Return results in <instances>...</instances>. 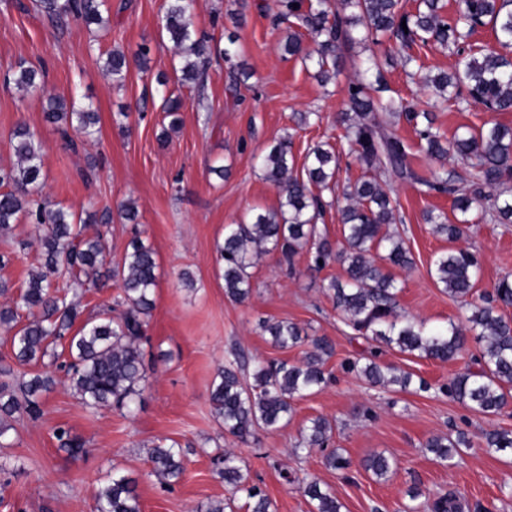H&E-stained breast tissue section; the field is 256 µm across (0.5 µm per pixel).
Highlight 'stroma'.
<instances>
[{
	"label": "stroma",
	"instance_id": "1",
	"mask_svg": "<svg viewBox=\"0 0 512 512\" xmlns=\"http://www.w3.org/2000/svg\"><path fill=\"white\" fill-rule=\"evenodd\" d=\"M164 0H107L109 25L86 27L78 19L53 26L33 0H0V78L11 65L26 61L47 72L48 93L77 97L93 104L100 132L79 151L66 150L45 120L43 98L0 82V167L15 164L10 135L17 125L35 131L43 142V190L51 202L82 213L107 215L100 229L108 262L120 263L133 236L152 244L158 264L154 308L140 344L146 381L139 409L127 415L112 408L86 409L70 390L62 371L43 359L17 364L9 338L0 333V366L10 365V385L36 372L53 374L56 385L43 399V413L33 419L16 414L9 446L0 447V512H94L101 484L113 471L138 481L142 512H195L201 503L226 498L215 475V459L234 450L251 481L272 500L275 512H309L293 475L318 477L330 486L343 512H410L408 491L429 496L454 490L469 512H512V458L483 448L484 430H512V404L498 415L476 413L441 391L456 374L471 366L470 356L448 363L419 358L388 348L384 362L425 380L429 391L383 388L346 371L344 362L359 357L364 338L347 327L327 290L331 278L345 275L342 264L311 268L306 253L284 264L278 253L258 257L251 268L252 294L245 303L224 294L217 246L224 228L247 221L279 205V192L256 164L259 154L283 136H291L296 164L309 147L337 145L338 119L347 108V85L357 74L359 48L343 47L341 74L322 85L312 67L284 57L285 27L275 25L274 0H196L199 29L226 41L235 35L237 58L250 77L229 95L224 62H212L206 86L194 92L174 79L178 58L162 32ZM150 49V69L130 67L122 90H115L102 64L109 52ZM169 77V92L183 99L182 123L175 132L162 110L156 88L158 73ZM126 112L117 124L118 112ZM319 113L318 124L301 128L297 116ZM435 125L446 137L459 127L498 121L512 126V112H491L478 103L465 110L436 106ZM224 175H217V168ZM358 162L341 168L334 191H323L326 203L319 228L332 245L342 240L338 209L345 186L360 177ZM398 201L394 231L412 252L411 269L392 268L398 281L399 315L430 325L468 313L437 284L430 269L436 254L449 248L423 221L434 208L455 218L448 195H422L411 181L391 178ZM132 202L136 222L122 220L120 203ZM37 225L20 221L11 237L0 236V253L11 262L0 276L20 290L41 267ZM460 247L481 260L477 292L492 291L512 276V224L490 220L467 224ZM263 319L296 323L304 333L333 340L327 361L328 386L294 403L288 423L278 430L257 431L247 442L225 438L209 404V386L230 351L239 348L252 359L296 361L303 347H275L258 323ZM334 421L332 447L353 463L344 475L327 469L320 450L293 455L303 427L312 418ZM80 438L84 448L71 454L60 448L58 430ZM466 433L472 442L452 462L439 463L425 448L435 435ZM179 443L185 474L165 487L152 475L149 447L162 440ZM384 453L393 462L385 479L364 470L369 455Z\"/></svg>",
	"mask_w": 512,
	"mask_h": 512
}]
</instances>
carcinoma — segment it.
<instances>
[{
    "label": "carcinoma",
    "instance_id": "obj_1",
    "mask_svg": "<svg viewBox=\"0 0 512 512\" xmlns=\"http://www.w3.org/2000/svg\"><path fill=\"white\" fill-rule=\"evenodd\" d=\"M277 21L288 24L282 43L284 55L299 57L316 68L322 83L339 74L337 52L343 45H360L369 55L359 64V77L348 86V109L344 134L348 151H338L328 144L310 148L301 171L295 170L292 140L283 137L259 157L264 177L279 190L277 209L258 213L247 223L231 224L224 229L219 246L223 261L224 293L234 302L247 301L252 292L249 269L258 256L278 251L281 261L290 264L296 254L306 250L315 267H325L333 258L330 241L318 227L324 212L319 191L336 182L343 154H351L363 168L355 182L346 185V204L340 209L344 245L338 252L346 263V279H332L327 289L336 309L352 330L377 343L362 359L344 363L348 372L364 376L371 384L410 389L412 374L401 372L380 360L382 347L430 360L448 362L459 357L472 336L480 345L473 363L477 369L453 377L440 391L470 409L486 415L499 414L512 399V321L498 313L499 305H512V279L504 277L493 292L475 295L480 262L467 249H450L433 260L437 283L454 299L469 306V315L448 325L428 327L398 317L399 287L384 265L407 269L413 264L412 253L399 234H389L383 227L395 223L396 205L383 174H393L419 185L430 196H453V208L464 216L462 223L450 224L448 217L433 209L424 213L426 223L438 235L454 241L464 233L465 215L479 210L496 224H512V195L501 190L512 179V127L486 122L447 139L433 126L432 113L420 112L414 104L400 100L389 116L412 125L419 146L433 158L453 157L470 169L469 187L462 189L448 173L429 178L418 176L409 166L411 145L380 120L386 107L375 98L380 90L382 63L371 46L384 39L393 40L407 50L417 43L436 42L456 48L457 61L451 72L443 70L422 76L426 86L435 89L437 103L463 110L478 102L494 112L512 111V55L467 44L478 26H491L498 43L512 47V0H463V7L453 21L442 15L441 0H418L413 13L401 11L400 0H277ZM298 7H293V4ZM196 0H167L162 29L180 59L182 80L202 86L213 60L229 64L230 87L235 89L242 75L234 39L225 47L207 32L197 28ZM105 0H35L37 11L56 23L74 17L104 27ZM311 42L305 41V36ZM147 70L149 49L139 48L134 61ZM125 53H108L103 70L112 78L113 88L124 86L130 63ZM6 82L26 94H45L44 74L23 61L11 67ZM163 109L170 117L169 127L178 128L181 101L163 99ZM46 120L55 125L65 145L76 149L75 138L89 140L99 133L97 112L57 96H48ZM10 144L16 166L0 169V233L24 219L44 229L40 239L43 271L30 274L19 296L0 305V329L9 334L12 352L19 364H29L49 355L58 360L53 346L65 342L62 362L70 389L90 410L112 407L127 412L142 395L145 370L139 341L143 338L146 317L154 306L157 263L152 246L136 236L127 245L122 262L106 266L105 242L94 223L82 215L50 203L42 194V142L24 125L12 133ZM103 279L120 283L117 305L119 315L104 311L87 319L78 329L77 306L67 300L71 284L81 281L97 286ZM264 333L281 349L309 345L296 362H250L243 351L218 369L209 401L224 434L245 442L258 430L273 431L288 422L294 401L316 393L327 384L330 374L327 360L335 345L326 336H303L294 323L265 319L259 322ZM253 366L251 381L243 379ZM56 384L48 373H37L22 383V397L0 386V446L8 441L17 412L38 417L42 396ZM332 423L324 416L310 421L300 434L294 453L319 448L325 451L324 465L346 473L351 459L336 448H328ZM483 445L490 454L512 452V431L492 428L484 432ZM470 447L465 434L452 439L434 435L426 448L434 458L445 463L460 448ZM149 460L162 484L172 486L185 472L182 450L175 445L157 444L150 449ZM216 475L232 494L242 493L251 512H273L269 497L249 478L248 471L232 452L221 457ZM365 470L382 479L392 469L389 457L374 453L363 462ZM291 482L307 499L311 512H341L342 504L334 492L317 477L306 474ZM465 505L454 494L422 500L416 512H464ZM95 512H140L136 480L119 472L112 474L98 490Z\"/></svg>",
    "mask_w": 512,
    "mask_h": 512
}]
</instances>
